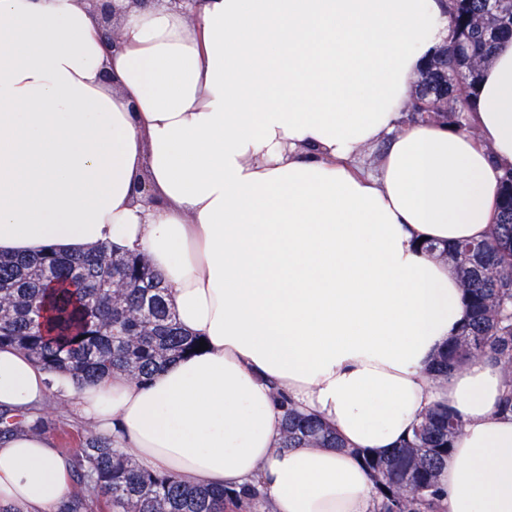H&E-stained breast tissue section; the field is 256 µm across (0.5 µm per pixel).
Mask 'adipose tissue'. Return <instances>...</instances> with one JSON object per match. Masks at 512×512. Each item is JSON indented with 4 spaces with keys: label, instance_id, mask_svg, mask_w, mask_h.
I'll use <instances>...</instances> for the list:
<instances>
[{
    "label": "adipose tissue",
    "instance_id": "ef3b65f1",
    "mask_svg": "<svg viewBox=\"0 0 512 512\" xmlns=\"http://www.w3.org/2000/svg\"><path fill=\"white\" fill-rule=\"evenodd\" d=\"M448 38L446 0H197L132 10L114 50L79 0H0V254L142 255L206 342L80 385L5 346L0 406L31 419L56 390L148 471L256 486L270 512H374L362 453L443 403L464 429L441 512H512L501 367L428 374L468 311L422 245L484 238L512 170V39L473 132L406 119ZM278 390L342 448H280ZM71 469L43 433L1 440L0 503L56 512Z\"/></svg>",
    "mask_w": 512,
    "mask_h": 512
}]
</instances>
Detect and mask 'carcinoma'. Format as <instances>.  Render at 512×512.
<instances>
[{
	"label": "carcinoma",
	"mask_w": 512,
	"mask_h": 512,
	"mask_svg": "<svg viewBox=\"0 0 512 512\" xmlns=\"http://www.w3.org/2000/svg\"><path fill=\"white\" fill-rule=\"evenodd\" d=\"M447 69H429L411 95L410 120L446 122L471 129V96L481 66L496 44L512 38V0L496 11L483 0H448ZM425 252L452 264L470 318L431 361L433 379H448L468 362L486 359L512 365V172L503 176L490 234L447 250ZM200 341L180 328L168 304V288L140 256H122L100 245L87 254L48 250L36 257H0V346L26 351L48 372L91 380L119 371L144 380L155 369L190 354ZM280 447L342 448L337 435L301 414L280 391ZM44 416L28 424L0 411V439L25 429L40 431ZM463 421L445 404L421 414L412 434L386 457L362 455L373 481L377 512H439V477ZM74 488L60 512H225L228 500L240 512H264L253 487L239 491L189 486L171 475L142 470L122 448L90 431L71 449Z\"/></svg>",
	"instance_id": "obj_1"
}]
</instances>
